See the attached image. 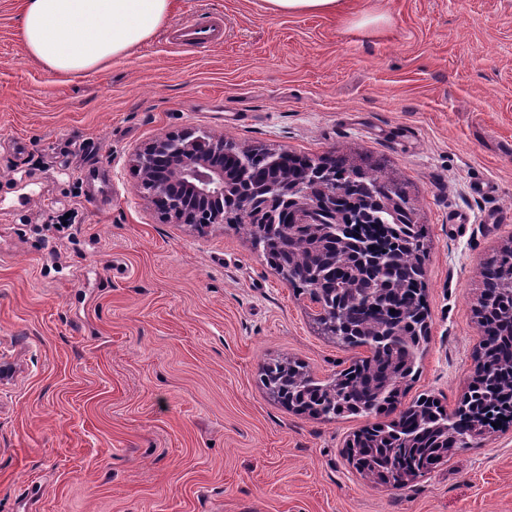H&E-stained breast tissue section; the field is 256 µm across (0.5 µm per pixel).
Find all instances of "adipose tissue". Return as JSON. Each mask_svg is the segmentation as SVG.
<instances>
[{"label":"adipose tissue","mask_w":512,"mask_h":512,"mask_svg":"<svg viewBox=\"0 0 512 512\" xmlns=\"http://www.w3.org/2000/svg\"><path fill=\"white\" fill-rule=\"evenodd\" d=\"M173 0H22L25 54L58 75L99 71L150 41Z\"/></svg>","instance_id":"adipose-tissue-1"}]
</instances>
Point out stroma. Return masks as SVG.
<instances>
[{
    "label": "stroma",
    "instance_id": "obj_1",
    "mask_svg": "<svg viewBox=\"0 0 512 512\" xmlns=\"http://www.w3.org/2000/svg\"><path fill=\"white\" fill-rule=\"evenodd\" d=\"M19 8L0 0V512H512L511 422L395 488L347 453L378 416L279 403L265 364L327 381L361 349L320 336L245 234L164 218L132 162L201 130L396 170L420 202L429 308L399 400L454 411L477 368L480 266L512 242V222L485 220L512 211V0H349L346 22L173 0L149 42L66 77L25 56ZM210 18L222 43L170 44Z\"/></svg>",
    "mask_w": 512,
    "mask_h": 512
}]
</instances>
